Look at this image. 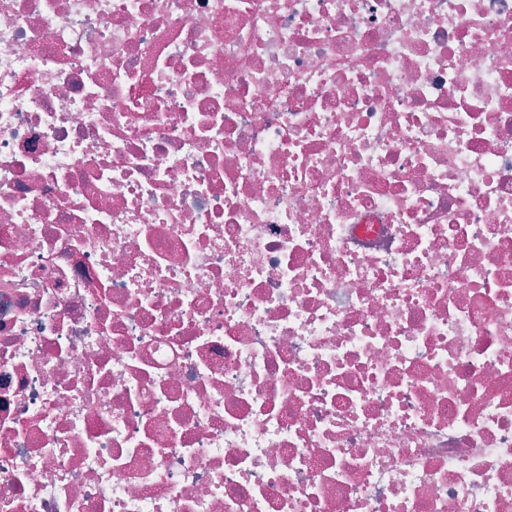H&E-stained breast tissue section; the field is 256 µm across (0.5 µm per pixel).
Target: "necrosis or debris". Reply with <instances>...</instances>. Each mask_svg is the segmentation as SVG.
I'll return each instance as SVG.
<instances>
[{
	"instance_id": "4bbe7bcc",
	"label": "necrosis or debris",
	"mask_w": 512,
	"mask_h": 512,
	"mask_svg": "<svg viewBox=\"0 0 512 512\" xmlns=\"http://www.w3.org/2000/svg\"><path fill=\"white\" fill-rule=\"evenodd\" d=\"M0 512H512V0H0Z\"/></svg>"
}]
</instances>
